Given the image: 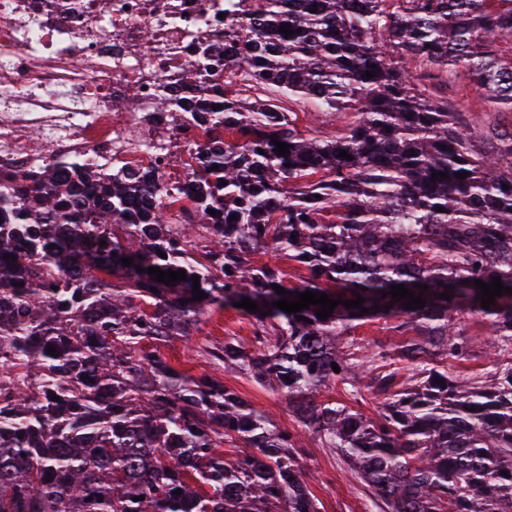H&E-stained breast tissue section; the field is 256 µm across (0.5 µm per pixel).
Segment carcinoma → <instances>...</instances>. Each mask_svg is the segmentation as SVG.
I'll return each mask as SVG.
<instances>
[{"label":"carcinoma","instance_id":"cac0c4a2","mask_svg":"<svg viewBox=\"0 0 512 512\" xmlns=\"http://www.w3.org/2000/svg\"><path fill=\"white\" fill-rule=\"evenodd\" d=\"M224 13L236 19L227 83L274 86L340 125L307 135L279 98L224 90L188 165L184 224L168 216L176 188L152 170L0 171V512H321L298 434L161 354L191 340L204 307L245 297L257 304L249 346L226 340L210 355L283 395L381 512H512V295L486 310L474 287H512V129L477 135L469 102L444 95L462 67L490 108L512 112V0H224ZM158 107L170 123L155 150L204 115L195 99ZM195 235L209 240L204 263ZM269 254L309 276L288 284ZM150 266L186 279L168 286ZM400 284L424 308L390 296ZM309 290L365 302L325 320L318 304L274 307ZM470 317L490 322L499 348L479 385L433 360L467 358ZM372 319L415 331L369 353L406 363V380L337 347ZM338 382L355 400L374 395L378 416L316 401Z\"/></svg>","mask_w":512,"mask_h":512}]
</instances>
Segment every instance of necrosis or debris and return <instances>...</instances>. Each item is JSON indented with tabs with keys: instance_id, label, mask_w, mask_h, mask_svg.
<instances>
[{
	"instance_id": "obj_1",
	"label": "necrosis or debris",
	"mask_w": 512,
	"mask_h": 512,
	"mask_svg": "<svg viewBox=\"0 0 512 512\" xmlns=\"http://www.w3.org/2000/svg\"><path fill=\"white\" fill-rule=\"evenodd\" d=\"M223 10L224 0H0V170L51 159L99 172L150 168L179 188L170 209L179 214L194 194L188 171L146 143L167 127L157 100L186 63L206 72L184 96L223 87L224 58L201 40L223 36Z\"/></svg>"
}]
</instances>
